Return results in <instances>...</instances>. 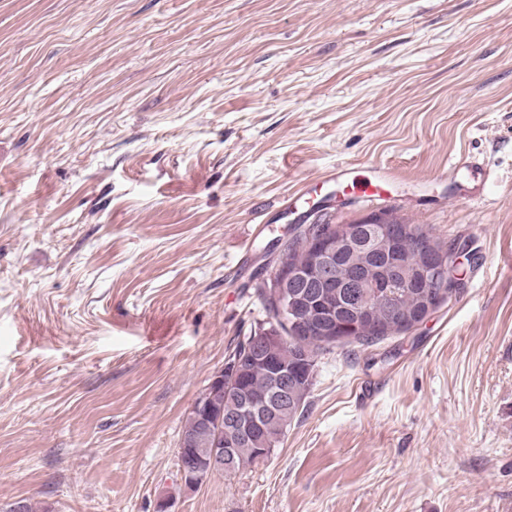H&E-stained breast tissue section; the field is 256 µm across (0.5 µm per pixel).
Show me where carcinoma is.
<instances>
[{"label": "carcinoma", "mask_w": 512, "mask_h": 512, "mask_svg": "<svg viewBox=\"0 0 512 512\" xmlns=\"http://www.w3.org/2000/svg\"><path fill=\"white\" fill-rule=\"evenodd\" d=\"M435 236L421 227H415L412 234L399 235L394 238V252L400 254L408 263V269L414 275L416 284L412 288H386L381 282V265L368 259L367 277L371 288L363 292L374 295L376 303L370 311L362 314L351 305L348 288H321L319 293L324 302L336 310L337 335L344 337L346 343L371 344L399 333L394 328L400 320H413L422 316L426 309L428 289L423 287V278L418 271L422 257V248L426 241ZM294 334L282 336L271 343L266 349V355L281 364L295 369L302 374L308 373L309 362L316 356L317 351L324 348L323 336L314 323L303 322L293 328ZM248 337H243L227 353L226 359L240 360L244 388L254 396H266L271 389L269 371L261 364L249 363L246 356ZM312 382L302 381L293 392V402L281 407L277 415L267 421L263 428L247 444L237 449V463L226 467L221 473L227 477L237 474L245 468L256 464V449L264 448L272 452L280 443L288 427L302 414L307 395ZM183 434L192 436L194 444L185 452L197 460H203L210 448L213 447V431L200 426L192 417L188 418Z\"/></svg>", "instance_id": "obj_1"}]
</instances>
